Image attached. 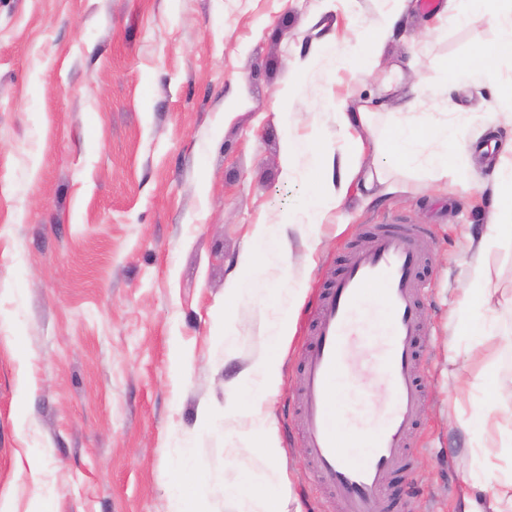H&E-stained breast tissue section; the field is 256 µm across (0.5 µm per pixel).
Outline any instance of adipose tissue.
Masks as SVG:
<instances>
[{"label":"adipose tissue","instance_id":"ef3b65f1","mask_svg":"<svg viewBox=\"0 0 512 512\" xmlns=\"http://www.w3.org/2000/svg\"><path fill=\"white\" fill-rule=\"evenodd\" d=\"M473 10L490 12L502 20L501 37L485 56L487 67H494L499 59L512 58V0H458L459 13ZM338 117L344 141L342 173L337 182H329V164L325 157H318L310 190L296 210L285 213L283 220L286 224L314 230L328 209L340 206L348 186L361 174L359 159L364 148L361 133L370 128L372 115L342 111ZM424 141L433 146L428 157L431 167L441 171L448 168V146H456L460 153L467 155L474 152L470 144L459 141L456 129L446 124H430L421 129L397 125L388 139L376 140L374 148L381 159L396 155L408 161L412 159L416 146ZM260 256H270L280 262L287 260L288 253L279 236L278 225H256L250 245L240 258V272L228 288L229 298L236 299L245 293L256 270V259ZM487 293L484 265L481 256L477 255L472 261L470 286L464 292L458 317L462 335L471 337L478 346L485 345L499 333L496 320L485 305ZM302 297V289L291 288L284 283L270 290L265 298L266 322L263 329L269 350L237 376V386L246 393V400L231 401L224 406L225 417L244 420L249 434L257 439L259 452L265 457L275 453L278 439L273 423L263 414L262 405L281 386L280 352L293 333L296 310ZM473 419L489 436L488 443L480 448L492 475L482 487L488 496L486 508L488 512H512V468L501 470L496 462L498 449L512 447V415H502L497 405L490 402L475 413Z\"/></svg>","mask_w":512,"mask_h":512}]
</instances>
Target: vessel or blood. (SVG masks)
Here are the masks:
<instances>
[{
  "label": "vessel or blood",
  "mask_w": 512,
  "mask_h": 512,
  "mask_svg": "<svg viewBox=\"0 0 512 512\" xmlns=\"http://www.w3.org/2000/svg\"><path fill=\"white\" fill-rule=\"evenodd\" d=\"M422 233L414 224H382L350 252L320 295L298 361L307 463L342 500L344 512H378L394 475L407 468L424 395ZM372 290L378 293L374 309L365 299ZM355 349L369 352V366L389 393L386 406L361 393L354 411H346L338 390Z\"/></svg>",
  "instance_id": "1"
}]
</instances>
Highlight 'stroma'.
<instances>
[{
    "instance_id": "stroma-1",
    "label": "stroma",
    "mask_w": 512,
    "mask_h": 512,
    "mask_svg": "<svg viewBox=\"0 0 512 512\" xmlns=\"http://www.w3.org/2000/svg\"><path fill=\"white\" fill-rule=\"evenodd\" d=\"M438 2L405 10L376 46L387 0H0V498L13 512H30L38 488L45 512H172L185 458L203 470L201 512H226L228 448L268 491L273 461L224 404L265 349L262 301L283 280L305 293L264 407L293 476L278 500L284 512H342L306 465L297 361L318 292L391 219L428 228L430 332L395 512H462L464 484L488 481L470 416L512 380V341L468 349L456 309L489 211L512 199L492 161L461 156L443 173L392 158L387 186L352 184L314 234L285 228L287 267L258 264L247 295H225L255 225L306 195L316 154L337 140V102L373 113L376 139L397 122H447L475 146L512 142V60L479 62L498 22L461 21ZM351 50L378 67L333 66L332 52ZM290 135L309 148L287 177ZM483 263L512 332V243H491Z\"/></svg>"
}]
</instances>
